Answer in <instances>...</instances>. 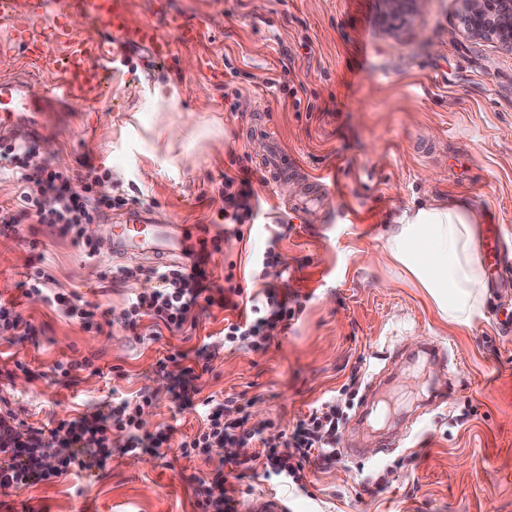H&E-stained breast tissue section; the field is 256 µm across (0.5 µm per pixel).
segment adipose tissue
<instances>
[{
  "mask_svg": "<svg viewBox=\"0 0 512 512\" xmlns=\"http://www.w3.org/2000/svg\"><path fill=\"white\" fill-rule=\"evenodd\" d=\"M386 254L424 288L443 318L470 325L485 299L476 213L462 201L402 212Z\"/></svg>",
  "mask_w": 512,
  "mask_h": 512,
  "instance_id": "adipose-tissue-1",
  "label": "adipose tissue"
}]
</instances>
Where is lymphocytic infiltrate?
I'll return each instance as SVG.
<instances>
[{"mask_svg":"<svg viewBox=\"0 0 512 512\" xmlns=\"http://www.w3.org/2000/svg\"><path fill=\"white\" fill-rule=\"evenodd\" d=\"M32 145L0 148V174L13 178L17 186L12 206L0 207V231H17L23 224H40L70 238L80 247L91 266L97 267L99 279H136L146 276L154 285L135 294L119 316H111L100 304L55 288V278L43 265L30 266L26 272L25 294L39 298L47 307L84 329L99 328L102 320L115 318L126 331L140 336L144 320H151L153 330L180 333L196 325L194 311L200 304L216 305L237 311L236 321L225 325L220 338L209 339L198 350L199 367L185 365L186 354L175 351L159 359V371L169 372L182 407L198 406L203 424L191 436L182 438L178 447L183 456L220 454L219 467L200 479L196 491L197 512H236L230 471L240 475L261 472L264 479H276L283 491L294 494L305 489L311 466L337 460L336 434L342 416L335 401L328 400L291 430L281 443L264 436L263 427L249 426L247 406L239 398L198 399L196 382L200 375L212 372L217 351L248 347L265 348L273 333L287 330L304 309L300 300H288L270 283L281 264L276 242H269L256 256L250 279L259 284L252 291L225 275L221 286L205 283L201 266L177 265L154 268L147 273L130 268H100L98 248L83 235L84 225L94 223L102 208H120L124 196L101 198L96 187L100 174L93 165L83 173L70 175L50 166L31 167L28 159ZM52 198V208H44V198ZM149 393L113 398L106 409L86 411L60 420L57 427L44 430L23 427L12 410L0 407V491L19 490L38 483H48L68 473L93 477L103 470L112 448L123 453L155 452L167 443L171 429L154 434L141 431L140 415L150 406ZM236 418H227V411ZM252 447L247 457L235 456L238 448Z\"/></svg>","mask_w":512,"mask_h":512,"instance_id":"lymphocytic-infiltrate-1","label":"lymphocytic infiltrate"}]
</instances>
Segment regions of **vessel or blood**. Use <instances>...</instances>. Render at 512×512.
Returning <instances> with one entry per match:
<instances>
[{
  "mask_svg": "<svg viewBox=\"0 0 512 512\" xmlns=\"http://www.w3.org/2000/svg\"><path fill=\"white\" fill-rule=\"evenodd\" d=\"M25 6L28 22L15 26L11 23L16 9L15 0H0V25L8 29V38L0 42V50L7 52L12 46H23L37 66L33 72L0 76L2 145L34 139L58 102L79 99L102 83L103 69L91 64L87 53H75L61 60L45 51L35 39L33 29L47 10H54L61 16L72 11L87 15L101 37L97 45L99 53L116 49L141 50L147 53L154 65L172 54L176 42L189 40L195 33L193 27L183 26L177 36L171 38L159 34L151 26L133 23L123 7V0H26ZM38 72L52 75L53 80L46 85L44 96L34 102L27 97L25 87ZM259 132L273 148L270 158L263 164L267 179L275 181L292 173L287 154L277 149L279 140L275 128L266 123ZM205 231V226H198L192 231L187 225L171 224L133 207L125 211L123 223L114 225L105 251L115 261L138 257L149 266L158 267L185 259L192 233L202 234ZM484 250L491 270H500L504 252L495 226H488L486 230Z\"/></svg>",
  "mask_w": 512,
  "mask_h": 512,
  "instance_id": "1",
  "label": "vessel or blood"
}]
</instances>
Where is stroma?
Segmentation results:
<instances>
[{"mask_svg":"<svg viewBox=\"0 0 512 512\" xmlns=\"http://www.w3.org/2000/svg\"><path fill=\"white\" fill-rule=\"evenodd\" d=\"M136 23L198 39L145 72L141 56L104 59L100 90L53 115L32 166L108 171L102 196L137 197L174 224L205 225L221 249L205 266L220 285L229 263L243 282L251 256L276 241L277 283L305 296L287 331L263 349L228 350L196 385L202 396L251 400L250 425L293 429L327 399L347 407L336 462L312 467L290 512H512V263L489 282L481 317L445 320L424 289L385 258L394 217L433 202H466L494 224L512 259V50L457 27L461 0H417L413 25L386 23L382 0H126ZM176 90L172 112L153 109L156 84ZM263 113L301 173L270 184L266 150L249 127ZM173 127V135L158 131ZM330 174L334 198L302 213L308 175ZM248 180L260 211L251 235L224 223L225 177ZM29 231L0 233V300L13 301L34 336H0V397L17 419L47 430L113 394L145 390L142 430L201 424L180 408L155 363L177 347L196 353L234 311L197 310L190 339L137 340L119 325L85 330L21 288ZM58 288L120 314L146 279L99 280L70 238L42 229ZM433 341L447 368H410L400 355ZM93 358L98 374L57 375V362ZM362 448L351 458L348 445ZM203 456L113 450L99 476L65 474L1 497L11 512H195ZM380 487L364 488L365 476Z\"/></svg>","mask_w":512,"mask_h":512,"instance_id":"stroma-1","label":"stroma"}]
</instances>
